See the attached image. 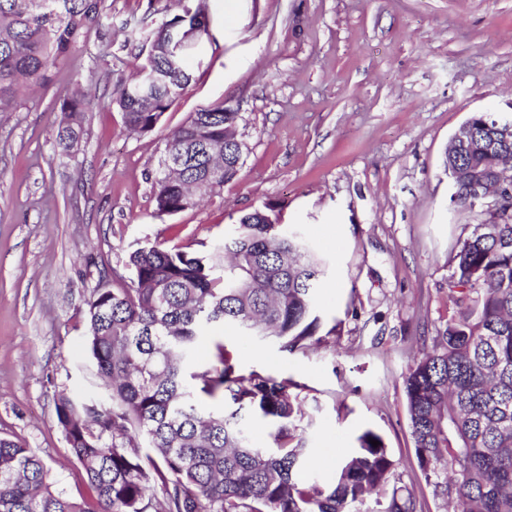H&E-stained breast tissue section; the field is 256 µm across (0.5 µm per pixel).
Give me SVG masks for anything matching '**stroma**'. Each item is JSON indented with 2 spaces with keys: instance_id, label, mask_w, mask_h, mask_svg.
Segmentation results:
<instances>
[{
  "instance_id": "35a3bbf8",
  "label": "stroma",
  "mask_w": 512,
  "mask_h": 512,
  "mask_svg": "<svg viewBox=\"0 0 512 512\" xmlns=\"http://www.w3.org/2000/svg\"><path fill=\"white\" fill-rule=\"evenodd\" d=\"M204 60L151 132H128L115 98L175 0H104L101 26L52 82L0 112V436L39 454L56 486L87 494L57 425L59 393L92 394L86 301L101 268L130 277L136 243L199 251L264 203L329 262L320 343L287 354L217 327L241 369L302 385L300 426L319 482L362 431L394 461L391 488L448 512L414 448L404 379L448 318L449 257L486 203L451 200L448 141L472 114L512 102V0H205ZM94 106L78 150L57 143L60 104ZM237 107L238 175L198 208L158 218L151 174L189 113Z\"/></svg>"
}]
</instances>
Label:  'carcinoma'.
Instances as JSON below:
<instances>
[{
    "label": "carcinoma",
    "instance_id": "1",
    "mask_svg": "<svg viewBox=\"0 0 512 512\" xmlns=\"http://www.w3.org/2000/svg\"><path fill=\"white\" fill-rule=\"evenodd\" d=\"M154 32L147 57L120 81L115 99L127 128L145 133L190 85L176 34L206 16L203 0ZM101 0H0V112L23 91L50 82L79 39L95 30ZM93 100L64 101L58 145L79 147ZM241 115L205 106L165 138L152 173L154 215L194 208L244 164L246 146L224 151ZM477 113L475 138L512 153V129ZM468 144L445 155L460 183L481 166ZM266 203L242 215L224 241L200 252L139 244L132 277L93 289L88 349L102 400L61 393L57 425L84 472L91 499L58 490L34 451L0 438V512H354L374 495L384 512H416L412 496L389 491L395 463L383 437L365 430L336 466L332 483L300 477L309 464L302 386L252 370L214 343L210 361H193L199 336L231 325L287 354L305 351L321 329L317 288L327 265L311 241L273 218ZM450 259L453 310L413 360L405 378L411 435L421 467L445 470L442 492L457 512H512V205L494 203ZM270 426L268 445L249 424ZM379 442L373 446L371 441Z\"/></svg>",
    "mask_w": 512,
    "mask_h": 512
}]
</instances>
